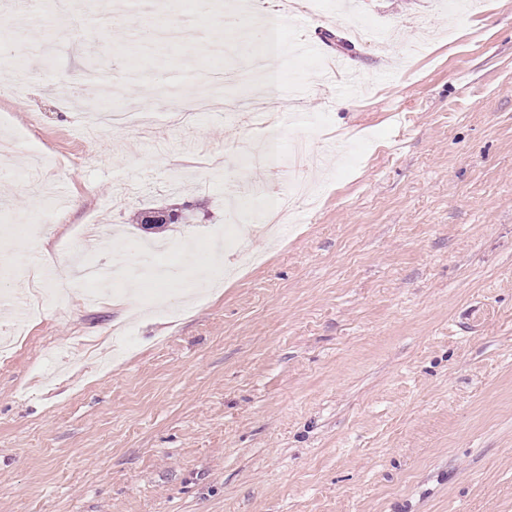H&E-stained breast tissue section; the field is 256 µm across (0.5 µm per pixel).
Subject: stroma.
Here are the masks:
<instances>
[{
    "label": "stroma",
    "mask_w": 512,
    "mask_h": 512,
    "mask_svg": "<svg viewBox=\"0 0 512 512\" xmlns=\"http://www.w3.org/2000/svg\"><path fill=\"white\" fill-rule=\"evenodd\" d=\"M214 0H73L94 42L56 38L26 57L46 81L12 92L0 64V138L15 141L0 184V262L37 251L55 264L178 267L172 283L95 301L48 296V278L0 275V337L16 304L40 318L0 360V512H512V0L481 14L438 0H319L287 23L267 0L226 16L233 31L272 15L280 52L263 82L227 85L277 105L304 85L303 113L271 133L274 168L224 147L243 118L120 84L118 108L157 113L158 138L124 127L81 134L84 104L50 77L82 82L86 61L166 82L244 69L236 46L148 49L164 12L206 36ZM321 40L356 72V96L320 93ZM411 113L396 140L394 110ZM315 178L283 246L256 232L263 200L242 190ZM43 221L32 224L35 209ZM178 211L184 224L131 223ZM262 257L221 287L198 284L186 242Z\"/></svg>",
    "instance_id": "35a3bbf8"
}]
</instances>
